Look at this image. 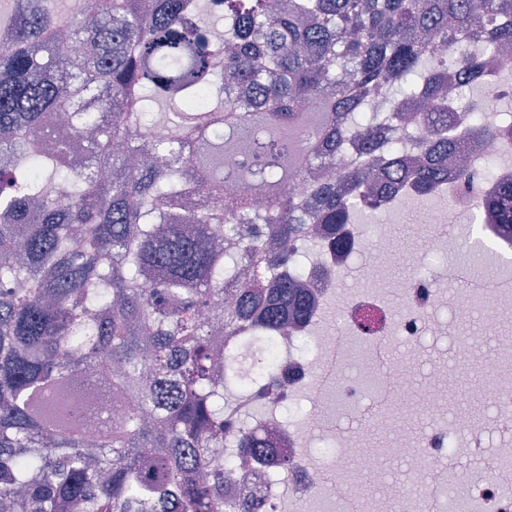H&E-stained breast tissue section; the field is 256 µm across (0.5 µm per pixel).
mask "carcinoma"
Here are the masks:
<instances>
[{"mask_svg":"<svg viewBox=\"0 0 512 512\" xmlns=\"http://www.w3.org/2000/svg\"><path fill=\"white\" fill-rule=\"evenodd\" d=\"M0 35V512H255L224 500V347L247 379L237 337L309 318V235L341 252L396 185L467 187L448 158L512 142L444 94L501 65L512 0H9ZM481 206L512 235V185ZM80 378L125 408L97 436Z\"/></svg>","mask_w":512,"mask_h":512,"instance_id":"1","label":"carcinoma"}]
</instances>
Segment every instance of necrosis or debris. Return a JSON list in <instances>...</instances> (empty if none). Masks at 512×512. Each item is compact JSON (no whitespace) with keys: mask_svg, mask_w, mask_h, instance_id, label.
<instances>
[{"mask_svg":"<svg viewBox=\"0 0 512 512\" xmlns=\"http://www.w3.org/2000/svg\"><path fill=\"white\" fill-rule=\"evenodd\" d=\"M509 183H512V164L508 162L498 168L494 183L479 182L467 192L459 191L452 181H445L440 193L446 203L430 209L427 221L437 230H444L450 213L472 214L475 199L489 196L494 187ZM363 246V238L357 236L350 250L335 254L323 241H313L311 253L300 269L304 278L314 283L322 305L333 296L354 252ZM362 279L367 291L345 304L334 333L318 335L324 311L322 306L315 309L305 326L277 337L273 365H260L254 381L240 389L231 421L238 425L242 420H249L264 445L288 456L290 464L282 469L270 462L243 460L233 437H225L224 470L228 475L225 496L258 501L262 512H286L290 504L312 505L317 512H352L357 507L358 496L347 475L355 464H373L377 448L363 443L358 433L322 426L315 439L331 448L332 454L328 467H321L309 455L308 447L314 438L302 426L280 415L282 409L295 407L304 398L309 400L313 413L325 412L327 371L336 363L337 348L347 346L353 339L363 347L365 358L354 365L344 393L354 396L355 407L369 404L393 410L394 415L387 423L390 452L405 463L407 475L417 489H424L426 483L447 471L458 447L480 454L486 447L491 427H512V387L503 384L500 364L491 359L480 363L484 382L471 388L470 394L477 399L492 398L496 407L492 423L466 424L452 416L436 426L420 447H409L408 421L395 413L399 404L415 403L433 410L444 403L453 405L462 387L459 379L444 368L434 369L417 386L405 378L393 377L385 368L382 351L391 341H400L405 346L404 367L420 365L424 336L441 331L435 309L449 306L453 321L460 324L470 322L472 309L460 299L447 301L433 278L420 274L406 283L403 309L395 313L379 292L378 268L364 265ZM271 381L278 388L279 412L266 419H254L252 409ZM497 459L496 467L484 472L460 469L455 473L456 485L470 494L471 512H512V448L499 451Z\"/></svg>","mask_w":512,"mask_h":512,"instance_id":"1","label":"necrosis or debris"}]
</instances>
